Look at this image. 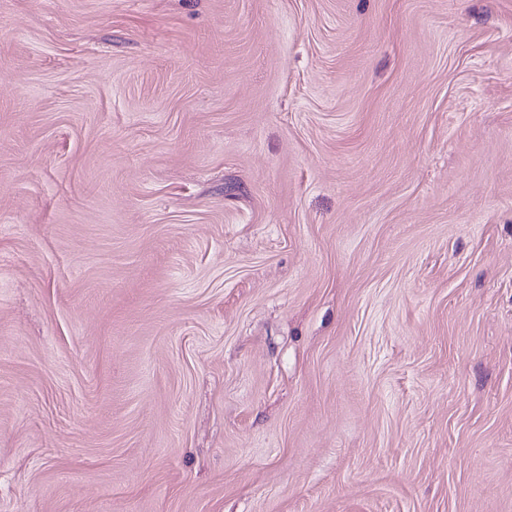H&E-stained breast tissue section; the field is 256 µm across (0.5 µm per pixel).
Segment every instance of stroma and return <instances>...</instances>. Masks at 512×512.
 <instances>
[{
	"label": "stroma",
	"instance_id": "1",
	"mask_svg": "<svg viewBox=\"0 0 512 512\" xmlns=\"http://www.w3.org/2000/svg\"><path fill=\"white\" fill-rule=\"evenodd\" d=\"M0 512H512V0H0Z\"/></svg>",
	"mask_w": 512,
	"mask_h": 512
}]
</instances>
